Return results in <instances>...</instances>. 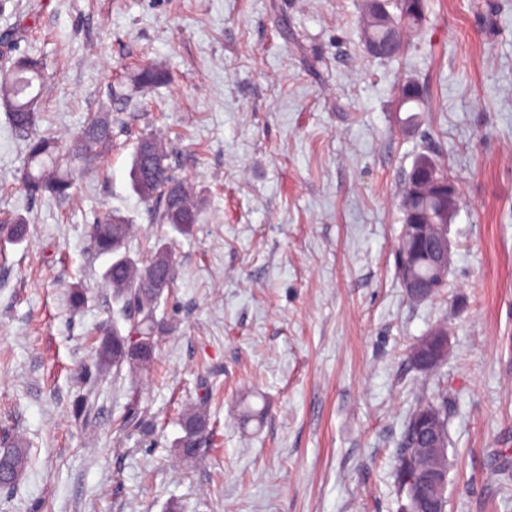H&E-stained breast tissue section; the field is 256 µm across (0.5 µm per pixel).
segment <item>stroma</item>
I'll use <instances>...</instances> for the list:
<instances>
[{
	"instance_id": "1",
	"label": "stroma",
	"mask_w": 512,
	"mask_h": 512,
	"mask_svg": "<svg viewBox=\"0 0 512 512\" xmlns=\"http://www.w3.org/2000/svg\"><path fill=\"white\" fill-rule=\"evenodd\" d=\"M428 4L424 36L372 61L362 0H0V71L31 51L50 77L42 132L64 149L103 105L123 118L58 202L21 188L25 140L0 105V222L29 223L0 242V436L30 448L0 512H397L406 418L441 389L447 512H512V0ZM145 62L170 82L135 88ZM407 80L424 98L413 133L394 110ZM156 130L201 204L188 236L131 186L134 143ZM427 152L462 196L448 286L417 302L395 249ZM108 213L131 224V257L171 247L174 282L153 371L83 385L112 322L89 247ZM439 323L448 359L426 377L406 349ZM206 391L211 435L173 467L177 417ZM130 411L150 435L123 429Z\"/></svg>"
}]
</instances>
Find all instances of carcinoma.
Wrapping results in <instances>:
<instances>
[{"mask_svg":"<svg viewBox=\"0 0 512 512\" xmlns=\"http://www.w3.org/2000/svg\"><path fill=\"white\" fill-rule=\"evenodd\" d=\"M426 8V0H385L380 8L371 0H365L361 32L365 47L374 48L369 57L389 60L402 55L405 50L403 31L422 34L427 21ZM168 80L167 72L153 66L143 68L134 77L139 87ZM48 81L41 60L28 53H20L11 59L10 68L0 74V99L9 110L12 126L27 137L26 158L21 170L25 193L32 199L47 196L61 202L71 196L75 184L74 164L91 165L103 157L112 142V123L119 121V117L107 107L93 113L72 136L67 154H61L53 139L37 132L43 118L41 108ZM396 111L407 113L406 117L399 119L404 128L412 130L419 126L423 101L417 83L407 81L400 87ZM426 159L432 163L429 173L434 183L452 179L445 165L432 155L422 153L416 161ZM167 160L168 154L161 137L155 133L140 137L132 154V188L141 198L161 203L158 212L161 223L188 235L199 222V204L189 201L185 186L174 179ZM458 204L459 199H451L448 192L432 190L411 196L404 190L401 194L400 220L405 223L416 214L434 222L445 218L451 222L456 216ZM130 229V224L114 215L93 227V251L109 259L104 279L112 288L113 300L122 304L124 310H134V316L127 318L130 327L125 335L117 323H112V331L96 347L94 369L82 368V380L92 375L101 377L113 368L119 372L125 366L130 373L137 374L149 370L154 363L156 336L163 329V325L156 320V310L173 277H168L165 282L155 281L152 273L162 267L173 268V260L171 251L164 244L157 246L150 257L141 262L132 259L126 249ZM0 233L12 243L23 242L27 236L26 219L19 216L12 223L1 225ZM414 273L429 280L441 277L434 291L436 295L447 285L448 271L437 273L428 257L416 263ZM208 403L209 398L203 396L181 415L183 435L174 443V454L183 464L196 460V457L186 453V449L201 444L207 433ZM426 415L431 416L430 430L436 443L448 449V391L442 390L420 400L406 420L395 460L399 512H414L410 491L421 472L430 466L417 453L422 442L416 431V423ZM8 449V454L0 460V470L23 473L29 461L28 448L23 441L16 439L8 445Z\"/></svg>","mask_w":512,"mask_h":512,"instance_id":"carcinoma-1","label":"carcinoma"}]
</instances>
